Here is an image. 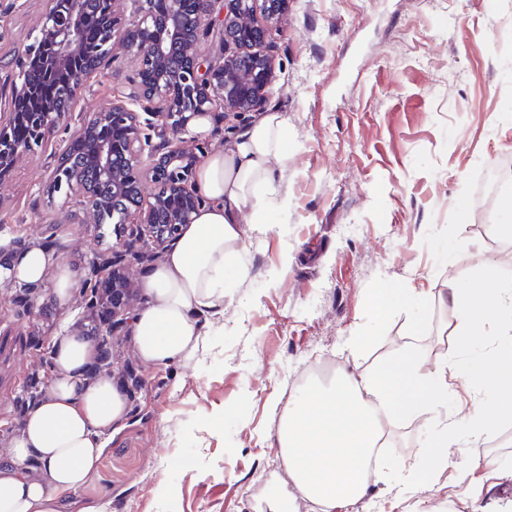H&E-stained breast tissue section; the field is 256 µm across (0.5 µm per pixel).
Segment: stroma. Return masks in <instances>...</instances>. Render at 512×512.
Instances as JSON below:
<instances>
[{
    "label": "stroma",
    "mask_w": 512,
    "mask_h": 512,
    "mask_svg": "<svg viewBox=\"0 0 512 512\" xmlns=\"http://www.w3.org/2000/svg\"><path fill=\"white\" fill-rule=\"evenodd\" d=\"M48 0H0V108L16 72L10 63L36 36ZM276 78L266 111L288 118L285 159H271L274 194L247 202L239 252L248 274L224 284L216 318L195 360L143 363L132 327L111 341V374L127 413L104 439L77 504L114 512H320L295 497L278 454L281 416L303 391L299 363L335 355L337 375L360 376L405 350L433 374L453 351L449 286L496 261L512 271V191L494 200L495 222L473 206L489 163L512 164V0H289L274 33ZM90 79L75 115L126 91L133 59L116 49ZM64 144L19 160L0 180V248L36 245L77 283L66 301L46 279L37 305L14 302L22 286L0 283V457L45 395L56 366L53 336L97 326L81 285L113 256L114 225L62 209L51 173ZM263 218L265 233L253 232ZM387 284L411 298L382 325L368 308ZM369 344L354 351L356 337ZM480 396L456 374L433 411L387 419L385 445L411 472L431 422L478 411ZM455 466L420 492L384 480L340 512H501L512 502V429L455 442ZM494 459L503 477L472 495L457 464Z\"/></svg>",
    "instance_id": "35a3bbf8"
}]
</instances>
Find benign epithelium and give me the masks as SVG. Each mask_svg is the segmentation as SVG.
<instances>
[{"mask_svg":"<svg viewBox=\"0 0 512 512\" xmlns=\"http://www.w3.org/2000/svg\"><path fill=\"white\" fill-rule=\"evenodd\" d=\"M134 20L127 22L116 11L115 0L99 14L90 0H69L61 10L57 0H48L37 35L16 63L15 84L8 109L0 113V174L18 158L47 144L50 134L72 131L67 142L83 145L76 156L64 148L52 171V189L64 206H76L101 223H112L140 234L164 247L193 223L206 200L194 189L195 174L205 159L207 147L190 126L210 117L219 108L224 119L241 121L264 108L274 83L272 57L266 52L272 25L286 9L288 0H137ZM94 24L101 32L95 54H87L84 30ZM218 27L224 46L219 56L202 57L198 44L210 27ZM51 40L56 57H42L44 40ZM120 40L137 62L134 90L112 96L94 112L85 114L71 128L73 103L88 79L113 60L112 45ZM77 59L84 67L63 88L54 102L37 103L23 110L20 103L33 98L36 72L69 67ZM159 103L163 117L162 141L143 171L142 155L150 145L145 130L152 124L140 120L130 101ZM28 127L24 140L14 136L16 126ZM124 134L123 142L108 139L109 130ZM94 172L97 183L88 185L85 173ZM158 186L146 191V182ZM133 317L124 307L112 312L102 330L98 360H109L106 346L112 335Z\"/></svg>","mask_w":512,"mask_h":512,"instance_id":"7a95c632","label":"benign epithelium"}]
</instances>
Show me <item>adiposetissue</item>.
<instances>
[{"instance_id": "1", "label": "adipose tissue", "mask_w": 512, "mask_h": 512, "mask_svg": "<svg viewBox=\"0 0 512 512\" xmlns=\"http://www.w3.org/2000/svg\"><path fill=\"white\" fill-rule=\"evenodd\" d=\"M288 120L268 113L227 150L209 155L196 172L205 200L165 260L142 282L145 306L134 318V342L148 364L192 361L211 318L224 313V281L245 276L236 261L241 241L238 213L254 187L272 186L270 158L282 155ZM37 285L54 277V294L66 299L71 271L40 247L0 257V277ZM60 370L0 462V512H68L71 496L98 461L103 438L126 411L110 377L87 382L91 343L66 332L51 342ZM447 362L434 374L419 373L415 355L404 353L329 388L305 389L283 413L279 451L303 496L322 512L361 498L382 472L365 462L381 439L386 415L433 411L448 397Z\"/></svg>"}]
</instances>
